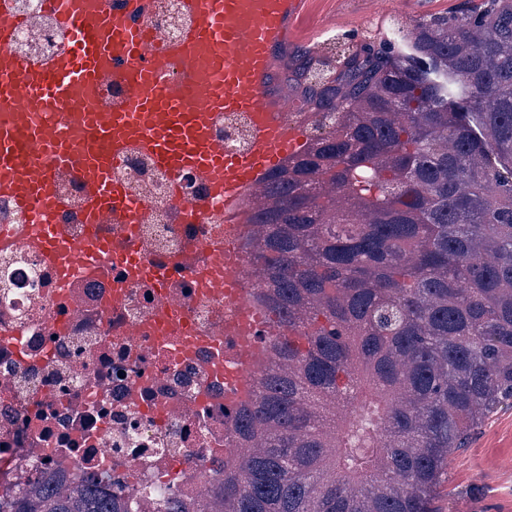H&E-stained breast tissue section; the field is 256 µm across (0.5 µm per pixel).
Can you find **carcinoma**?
I'll list each match as a JSON object with an SVG mask.
<instances>
[{
	"instance_id": "cac0c4a2",
	"label": "carcinoma",
	"mask_w": 512,
	"mask_h": 512,
	"mask_svg": "<svg viewBox=\"0 0 512 512\" xmlns=\"http://www.w3.org/2000/svg\"><path fill=\"white\" fill-rule=\"evenodd\" d=\"M303 49L311 134L248 204L273 331L242 452L169 512H437L448 455L512 402V0ZM14 512H127L94 480Z\"/></svg>"
}]
</instances>
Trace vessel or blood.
I'll return each mask as SVG.
<instances>
[{
  "label": "vessel or blood",
  "instance_id": "b4317fda",
  "mask_svg": "<svg viewBox=\"0 0 512 512\" xmlns=\"http://www.w3.org/2000/svg\"><path fill=\"white\" fill-rule=\"evenodd\" d=\"M303 3L186 0L191 25L164 70L146 48L144 26L118 10L89 19L74 0H48L66 48L49 65L32 66L8 49L16 20L1 4L0 102L20 108L0 121V194L28 214V246L65 279L108 271L112 241L98 225L135 224L145 213L144 203L111 174L112 162L132 148L170 172L194 171L209 186L210 202L192 206V216H205L213 204L228 216L242 212L264 176L305 142L273 89V63ZM107 81L123 89L110 106L68 112L76 88ZM34 102L67 111V124L46 125L30 111ZM220 112L249 116L254 133L245 153L226 150L213 136ZM63 171L82 183L89 203V230L80 239L49 220L58 206L53 183ZM207 266L206 288L214 294L247 276L246 265L225 262L220 252L209 255Z\"/></svg>",
  "mask_w": 512,
  "mask_h": 512
}]
</instances>
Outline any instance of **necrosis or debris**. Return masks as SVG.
Here are the masks:
<instances>
[{"label":"necrosis or debris","mask_w":512,"mask_h":512,"mask_svg":"<svg viewBox=\"0 0 512 512\" xmlns=\"http://www.w3.org/2000/svg\"><path fill=\"white\" fill-rule=\"evenodd\" d=\"M17 19L7 47L31 65L55 59L65 41L46 0H7ZM152 41L178 46L187 27L184 0H152L142 12ZM112 172L147 205L135 232L101 226L115 247L112 278L60 284L55 269L24 245L27 220L0 196V503L20 488L94 478L122 497L128 512H161L165 487L199 496L224 471L228 414L253 389L218 372L244 347L263 350L271 334L252 302L254 282L221 295L205 292L194 266L177 264L189 243L247 260L246 224L223 210L201 219L189 206L207 200L192 172L160 170L138 150ZM55 220L72 235L86 229V204L75 178L60 180ZM186 323L195 339L183 353L167 336ZM139 325L130 339L126 330Z\"/></svg>","instance_id":"1"}]
</instances>
